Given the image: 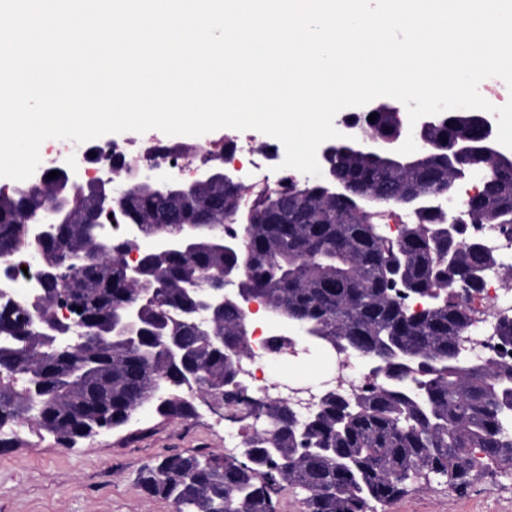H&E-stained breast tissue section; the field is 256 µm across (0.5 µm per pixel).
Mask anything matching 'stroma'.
I'll use <instances>...</instances> for the list:
<instances>
[{"instance_id": "obj_1", "label": "stroma", "mask_w": 512, "mask_h": 512, "mask_svg": "<svg viewBox=\"0 0 512 512\" xmlns=\"http://www.w3.org/2000/svg\"><path fill=\"white\" fill-rule=\"evenodd\" d=\"M266 377L320 382L336 374L315 345L290 361L270 362ZM193 416L165 419L139 410L112 433L67 446L33 425H22L11 447L0 448V512H172L170 502L144 495L141 467L168 454H230L225 438L241 425L227 411L196 403ZM374 512H512V470L484 475L467 490L434 481Z\"/></svg>"}]
</instances>
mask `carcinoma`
Segmentation results:
<instances>
[{
	"mask_svg": "<svg viewBox=\"0 0 512 512\" xmlns=\"http://www.w3.org/2000/svg\"><path fill=\"white\" fill-rule=\"evenodd\" d=\"M400 119L379 113L363 120L376 138L396 134ZM477 112H451L427 132L434 147L402 166L374 157H337L321 180L255 192L232 185L198 189L189 197L132 187L119 219L150 234L195 225L191 254L152 253L130 279L122 253L97 237L93 200L76 203L73 218L56 225L43 243L52 266L63 255L80 257L65 285L48 278L44 306L60 289L81 307L84 335L70 352L29 324L28 302L0 304V447L4 429L34 423L65 444L98 430L125 426L140 406L163 417L194 412L191 393L224 394V408L240 413L232 378L250 346L240 335L237 305L199 323L188 288L217 282L224 267L242 270L238 287L256 297L274 324L273 343L285 344V323H304L312 342L376 356L383 374L366 372L361 393L328 397L306 418L289 404L271 402L264 425L246 432L238 456L173 454L143 466L137 484L148 497L177 512H279L286 484L304 490L305 512H372L430 474L466 489L496 469H512V362L472 357L461 345L470 336L471 300L482 293L486 270L500 259L473 238L470 224H489L512 235V161L490 160L476 148L468 164L450 163L448 146L469 133L477 139ZM484 171L485 189L466 204L459 230L448 235V212L430 202L455 195L467 171ZM55 179L0 184V255L28 257L26 225L51 199ZM309 203L301 216L295 197ZM413 207L415 221L398 234L381 223L384 212L364 203ZM236 236L220 248L216 237ZM158 299L142 308L140 340L131 346L111 332V321L154 281ZM177 337L184 360L172 361L159 340ZM224 337L218 345L213 337ZM499 344L512 350V316L495 326ZM195 371L200 386L187 371ZM165 381L172 398L154 394Z\"/></svg>",
	"mask_w": 512,
	"mask_h": 512,
	"instance_id": "cac0c4a2",
	"label": "carcinoma"
}]
</instances>
